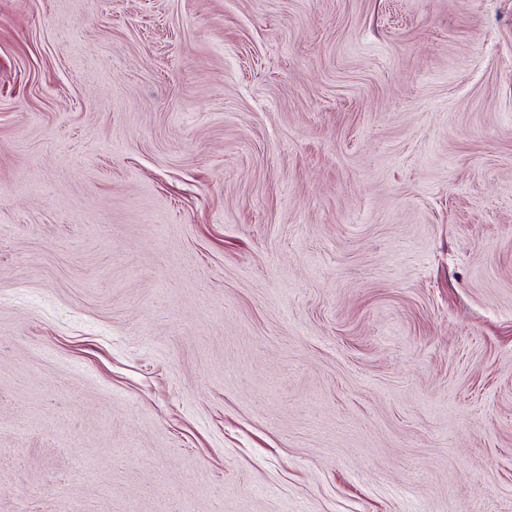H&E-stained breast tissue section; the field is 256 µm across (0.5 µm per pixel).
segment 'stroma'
<instances>
[{"instance_id": "obj_1", "label": "stroma", "mask_w": 512, "mask_h": 512, "mask_svg": "<svg viewBox=\"0 0 512 512\" xmlns=\"http://www.w3.org/2000/svg\"><path fill=\"white\" fill-rule=\"evenodd\" d=\"M512 512V0H0V512Z\"/></svg>"}]
</instances>
